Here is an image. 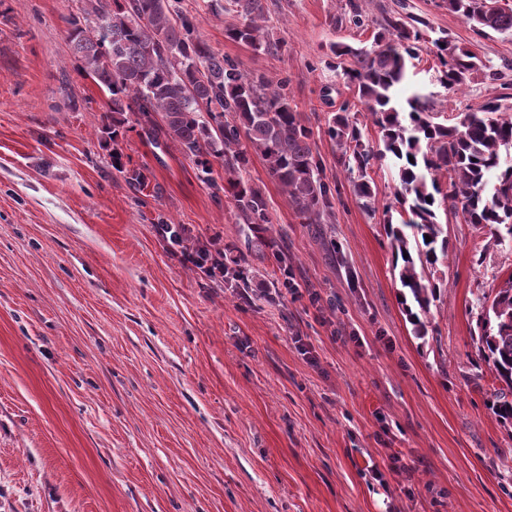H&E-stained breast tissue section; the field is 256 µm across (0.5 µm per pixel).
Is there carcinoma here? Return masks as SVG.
<instances>
[{
    "label": "carcinoma",
    "mask_w": 512,
    "mask_h": 512,
    "mask_svg": "<svg viewBox=\"0 0 512 512\" xmlns=\"http://www.w3.org/2000/svg\"><path fill=\"white\" fill-rule=\"evenodd\" d=\"M224 10L239 17L226 29L228 38L256 52L274 54L282 42L259 24L263 0H225ZM489 0H445L448 11L463 18L478 36L490 31L512 33V7L488 12ZM180 0H84L78 14L66 18L68 38L78 70L93 79L106 100L100 113L102 133L119 142L125 123L134 116L142 135L156 146L173 143L196 165L200 179L215 199L229 194L238 223L244 225V248L193 239L174 224L170 243L184 252H199L223 268L224 284L247 303L281 295L294 287L286 279L290 260L284 239L266 237L272 223L264 191L243 177L252 155L260 156L270 176L287 194L301 224H329L338 186L325 181L321 159L307 121L291 106L290 79L272 81L249 73L211 51L198 34L199 16L179 6ZM427 23L396 13L380 24L370 47L330 45L337 58L348 57L343 78L352 92L328 121L325 133L336 145V164L347 173L364 208L378 204L370 176L385 158L397 169L395 199L398 222L387 220L386 235L399 267L401 304L414 334L427 336L431 306L441 284L429 271L448 256L449 241L439 213L462 214L464 223L486 229L488 244H501L512 233V113L500 98L461 112L452 125L436 121L429 101L414 93L398 100L407 60L426 41ZM441 65L442 83L459 91L470 76L488 71L491 80L504 77L509 65L495 69L481 57L446 36L431 40ZM378 129V142L365 139L363 121ZM224 177H213V161ZM448 175V186L439 182ZM431 241H426V238ZM269 254L285 276L258 282L243 265L242 250ZM479 357L501 384L489 407L499 421L512 425V275L494 296L477 299Z\"/></svg>",
    "instance_id": "1"
}]
</instances>
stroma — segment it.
I'll use <instances>...</instances> for the list:
<instances>
[{
	"mask_svg": "<svg viewBox=\"0 0 512 512\" xmlns=\"http://www.w3.org/2000/svg\"><path fill=\"white\" fill-rule=\"evenodd\" d=\"M351 1L367 27L343 22ZM266 3L275 55L228 39L237 19L220 0H182L213 52L290 78L339 193L317 233L252 157L246 177L299 289L247 304L156 229L163 216L200 240L241 242L229 198L137 126L119 147L146 186L113 169L105 97L66 33L81 0H0V512H512V428L488 406L493 376L472 341L477 298L512 275V241L489 245L445 217L444 285L429 335L414 336L384 229L394 169L374 167L381 208L365 210L324 133L351 97L330 44L371 46L385 14L406 9L496 66L512 61V36L475 35L443 0ZM414 92L451 119L512 98V70L501 83L474 73L452 94L425 49L400 94Z\"/></svg>",
	"mask_w": 512,
	"mask_h": 512,
	"instance_id": "1",
	"label": "stroma"
}]
</instances>
